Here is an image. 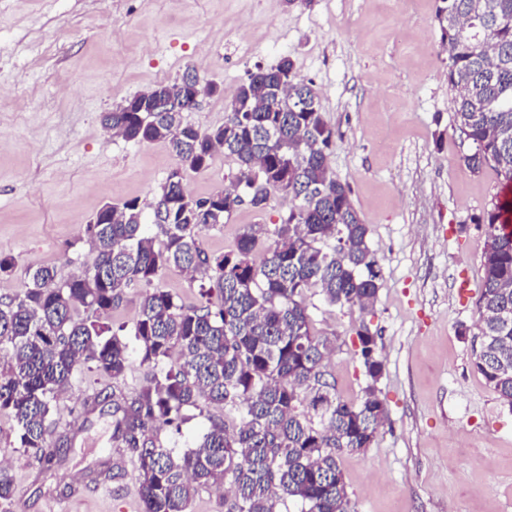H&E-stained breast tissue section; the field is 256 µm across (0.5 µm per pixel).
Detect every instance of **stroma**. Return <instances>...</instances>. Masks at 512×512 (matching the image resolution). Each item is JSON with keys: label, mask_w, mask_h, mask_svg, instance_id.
Segmentation results:
<instances>
[{"label": "stroma", "mask_w": 512, "mask_h": 512, "mask_svg": "<svg viewBox=\"0 0 512 512\" xmlns=\"http://www.w3.org/2000/svg\"><path fill=\"white\" fill-rule=\"evenodd\" d=\"M438 0H0V254L15 268L0 298L18 294L28 267L58 281L91 265L84 228L103 204L149 207L178 162L162 142L101 126L102 113L192 69L220 91L184 113L204 132L257 68L288 56L313 82L335 132L330 156L381 269L366 311L319 303L318 332L335 335L329 368L339 394L365 386L355 330L379 334L378 387L387 420L374 443L340 459L353 512H512V405L473 366L486 234L478 219L501 186L471 173L453 127ZM235 163L215 154L183 175L195 198L228 187ZM282 195L241 205L201 230L210 252L244 224L279 223ZM148 369L131 355L123 379L81 366L57 401L55 429L72 445L44 468L0 415V461L13 493L0 512H141L136 463L112 440V407L92 392L132 396Z\"/></svg>", "instance_id": "1"}]
</instances>
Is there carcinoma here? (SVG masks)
Instances as JSON below:
<instances>
[{
	"instance_id": "1",
	"label": "carcinoma",
	"mask_w": 512,
	"mask_h": 512,
	"mask_svg": "<svg viewBox=\"0 0 512 512\" xmlns=\"http://www.w3.org/2000/svg\"><path fill=\"white\" fill-rule=\"evenodd\" d=\"M448 50L455 128L474 174L493 170L512 187V0H438ZM159 83L111 112L104 126L126 140L163 141L179 161L160 186L145 234L136 199L105 204L85 225L91 266L56 281L54 268L28 269L20 294L0 301V414L15 424L19 447L44 468L69 442L54 436L51 415L77 368L91 363L124 377L130 347L150 368L133 398L112 394V440L139 466L142 512H189L195 490L228 483L225 512H279L285 498L301 512H351L339 459L370 447L386 419L377 384L384 364L377 336L356 328L366 386L341 397L327 367L331 339L316 331L310 298L365 311L377 298L381 268L329 156L334 132L312 83L284 57L236 88L224 124L204 132L183 126L197 107L185 85ZM236 164L230 187L207 197L185 192L183 172L207 168L215 151ZM290 200L281 222L244 224L230 250L201 246V229L227 223L243 203L263 209ZM512 198H496L486 227L483 278L473 334L475 370L512 405ZM175 267L200 280L198 303L184 305L156 285ZM142 288L132 325L102 321ZM84 309L85 315L78 313ZM224 407L208 418L200 443L178 453L157 435L181 431L190 412Z\"/></svg>"
}]
</instances>
